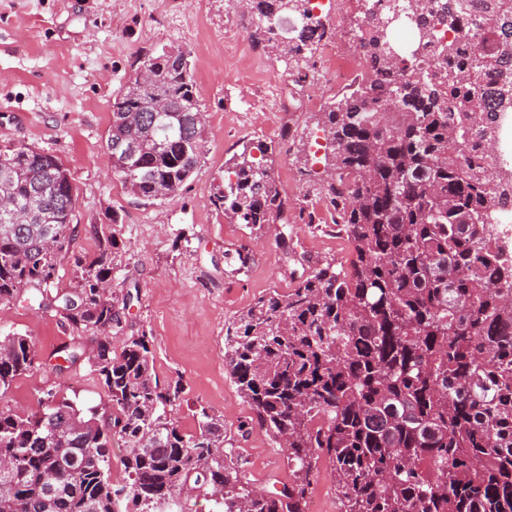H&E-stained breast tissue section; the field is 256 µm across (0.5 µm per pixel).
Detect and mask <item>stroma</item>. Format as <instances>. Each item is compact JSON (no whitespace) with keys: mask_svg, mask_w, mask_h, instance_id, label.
<instances>
[{"mask_svg":"<svg viewBox=\"0 0 512 512\" xmlns=\"http://www.w3.org/2000/svg\"><path fill=\"white\" fill-rule=\"evenodd\" d=\"M229 15L227 0H0V145L24 143L63 161L77 190L70 251L92 257L101 240L116 241L112 286L127 299L128 324L151 336L160 377L184 388L172 411L180 428L194 432L199 405L223 414L251 486L271 492L290 477L286 452L260 428L230 378L224 330L269 289L289 290L299 277L278 247L280 225L256 232L232 223L211 198L243 143L262 142L271 175L288 197L304 272L326 259L348 263L353 248L336 234L334 214L315 192L331 150L315 118L338 90L309 85L308 104L282 96L281 87L319 59L324 46L354 55L363 12L324 0L323 45L287 62L270 57ZM163 45L190 54L206 148L178 194L143 204L113 177L105 140L114 93L139 56ZM283 112L284 129L275 125ZM241 252L248 267L237 260ZM14 333L31 337L35 362L0 406L33 412L53 391L85 411L110 409L93 365L96 330L73 329L55 307L20 296L0 301V337ZM71 343L81 358L58 364V349Z\"/></svg>","mask_w":512,"mask_h":512,"instance_id":"35a3bbf8","label":"stroma"}]
</instances>
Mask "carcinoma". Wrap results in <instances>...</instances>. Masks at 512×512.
Here are the masks:
<instances>
[{
    "label": "carcinoma",
    "mask_w": 512,
    "mask_h": 512,
    "mask_svg": "<svg viewBox=\"0 0 512 512\" xmlns=\"http://www.w3.org/2000/svg\"><path fill=\"white\" fill-rule=\"evenodd\" d=\"M457 0H430L418 38L429 62L394 59L389 29L364 13L365 59L374 77L320 113L333 174L321 195L352 243L348 266L326 260L285 293L258 298L229 323L224 360L257 423L288 452L291 480L269 494L235 463L224 416L195 411L196 431L172 416L183 392L160 380L146 331L124 330V297L109 290L115 243L74 258L79 282L52 292L73 239L74 187L54 154L0 147V186L40 196L30 224L0 222V300L30 292L74 327L101 334L95 371L112 401L85 419L49 393L41 409H0V512H193L184 489L212 497L215 512H307L310 476L327 461L340 512H512V257L485 225L501 192L482 179L477 113L512 112V0H468L479 40L459 67L457 44L437 36ZM308 22L280 47L272 22ZM310 0H250L249 26L273 56L290 60L321 42ZM153 62L169 111H142L145 92L126 81L112 109L137 124L135 156L112 175L137 200L175 194L204 157L205 118L191 66L161 49ZM413 70L400 81L399 72ZM397 95L399 111L385 112ZM459 148L448 151V129ZM259 155H254V152ZM268 147L248 142L229 161L213 205L237 224H288V201L264 166ZM30 337L0 338V399L31 370ZM127 443L126 477H110L112 437Z\"/></svg>",
    "instance_id": "1"
}]
</instances>
